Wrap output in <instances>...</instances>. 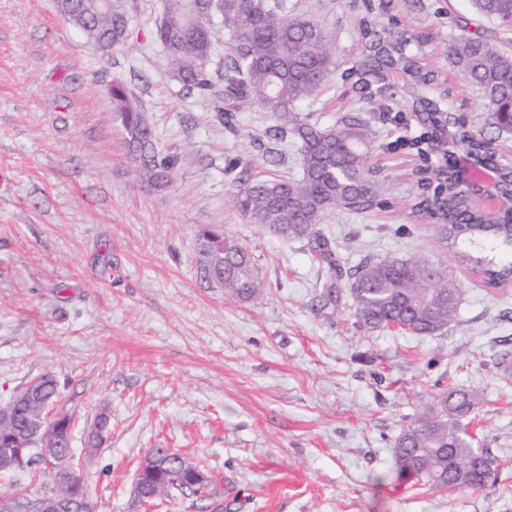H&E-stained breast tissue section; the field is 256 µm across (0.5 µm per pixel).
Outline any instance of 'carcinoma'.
Instances as JSON below:
<instances>
[{"instance_id":"obj_1","label":"carcinoma","mask_w":512,"mask_h":512,"mask_svg":"<svg viewBox=\"0 0 512 512\" xmlns=\"http://www.w3.org/2000/svg\"><path fill=\"white\" fill-rule=\"evenodd\" d=\"M479 12L504 28H512V0H476ZM396 0H365L358 20V57L345 64L342 78L351 90L368 92L373 120L384 124L432 121L430 93L438 74L423 50L418 34L394 25ZM60 15L85 30L89 46L102 57L111 55L126 37L129 0H112V12L92 18L76 0H60ZM224 33V63L212 68L217 32ZM157 35L174 80L211 99L224 123L243 108L267 112L274 126L266 131L274 143L297 155L300 176L269 179L239 178L229 202L249 223L259 224L284 239L307 242L318 260L336 270V254L320 225L324 213L367 211L386 204L376 168L370 163L380 130L359 113H345L323 127L311 120L321 110V92L334 78L338 65L325 26L305 14L294 13L288 0H166ZM448 62L473 90L485 109V124L502 131L503 113L495 105L512 103V54L473 32L452 37ZM409 78L411 105L398 108L394 79ZM112 109L124 145L151 183L165 180L173 162L159 152L154 132L146 129L142 105L122 81L112 82ZM464 143L469 153L488 162L482 153L483 131L459 135L451 124L437 129L430 141L443 148L447 141ZM478 196L472 187L461 189L453 167L445 164L423 172L412 190V216L436 224L440 243L455 248L457 265L482 279L488 288L512 284V206L498 209L497 222H486V209L466 205ZM221 254L224 291L249 300L261 288L251 254L236 239L206 231L199 250L198 274L206 279L207 257ZM357 321L368 329L400 330L433 336L458 315V280L448 268L415 257L364 260L344 272ZM56 380L43 376L41 396L11 404L22 429L26 418L43 417L57 395ZM474 395L463 389L440 391L395 441V464L400 474L439 488L476 489L494 479L497 461L485 448L471 446L466 417ZM159 474L161 494L191 492L202 495L205 482L194 484L176 467ZM72 512H87L86 489L75 477L65 492Z\"/></svg>"}]
</instances>
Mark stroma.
Masks as SVG:
<instances>
[{"label":"stroma","mask_w":512,"mask_h":512,"mask_svg":"<svg viewBox=\"0 0 512 512\" xmlns=\"http://www.w3.org/2000/svg\"><path fill=\"white\" fill-rule=\"evenodd\" d=\"M324 24L337 63L358 48L360 0H291ZM126 42L104 62L54 0H0V405L49 374V411L72 422L67 466L89 512H512V374L495 359L512 340V285L458 273L456 323L436 336L359 325L346 278L306 242L248 223L225 200L268 162L270 114L237 115L168 75L156 37L165 0H134ZM401 23L448 68L461 25L512 53V31L473 0H398ZM139 98L163 155L165 184L142 181L123 146L108 88ZM389 207L322 220L341 267L415 254L454 265L432 222L409 218L411 170L375 151ZM241 241L264 288L241 301L196 275L199 234ZM337 300L325 304L326 285ZM476 394L469 430L496 457L495 481L440 489L398 476L393 445L439 388ZM108 426L98 430L100 416ZM171 448L211 481L206 496L135 495L149 449Z\"/></svg>","instance_id":"obj_1"}]
</instances>
